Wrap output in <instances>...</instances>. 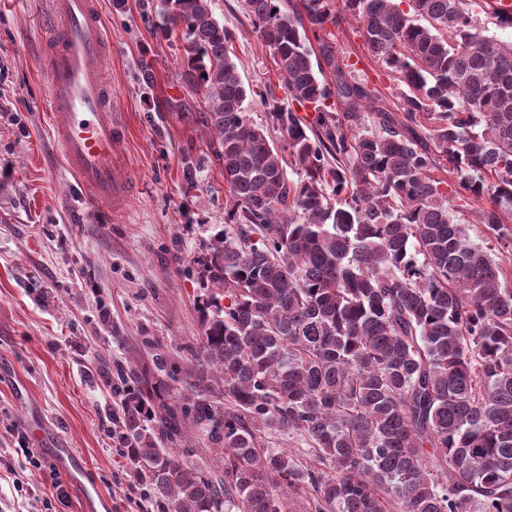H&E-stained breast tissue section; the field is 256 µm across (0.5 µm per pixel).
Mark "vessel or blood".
<instances>
[{"mask_svg": "<svg viewBox=\"0 0 512 512\" xmlns=\"http://www.w3.org/2000/svg\"><path fill=\"white\" fill-rule=\"evenodd\" d=\"M52 17L43 68L62 162L85 194L115 211L129 184L113 162L123 130L112 120V87L102 74L107 35L97 0H52ZM71 482L84 491L85 512H108V498L89 491L84 470H75Z\"/></svg>", "mask_w": 512, "mask_h": 512, "instance_id": "obj_1", "label": "vessel or blood"}]
</instances>
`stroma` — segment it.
I'll return each instance as SVG.
<instances>
[{"instance_id":"1","label":"stroma","mask_w":512,"mask_h":512,"mask_svg":"<svg viewBox=\"0 0 512 512\" xmlns=\"http://www.w3.org/2000/svg\"><path fill=\"white\" fill-rule=\"evenodd\" d=\"M110 44L104 74L112 118L125 130L118 163L134 182L122 211L90 201L63 166L49 123L50 0H0V512H82L65 475L30 467L20 451L45 431L73 449L111 512H160L113 447L107 366L150 361L161 348L178 371L203 334L212 293L206 263L224 228V179L211 158L198 94L180 81L179 38L144 25L143 0H99ZM255 124L271 120L259 91L280 101L273 56L244 0H212ZM387 98L400 87L363 49L358 23L336 30Z\"/></svg>"}]
</instances>
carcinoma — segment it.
I'll return each instance as SVG.
<instances>
[{
  "mask_svg": "<svg viewBox=\"0 0 512 512\" xmlns=\"http://www.w3.org/2000/svg\"><path fill=\"white\" fill-rule=\"evenodd\" d=\"M474 4L245 0L288 91L259 93L286 155L250 120L212 0L153 4L229 204L209 266L224 302L182 385L161 351L113 371L112 437L162 512H288L299 492L316 512H512V42ZM348 17L398 101L336 56ZM188 427L223 477L177 453Z\"/></svg>",
  "mask_w": 512,
  "mask_h": 512,
  "instance_id": "obj_1",
  "label": "carcinoma"
}]
</instances>
